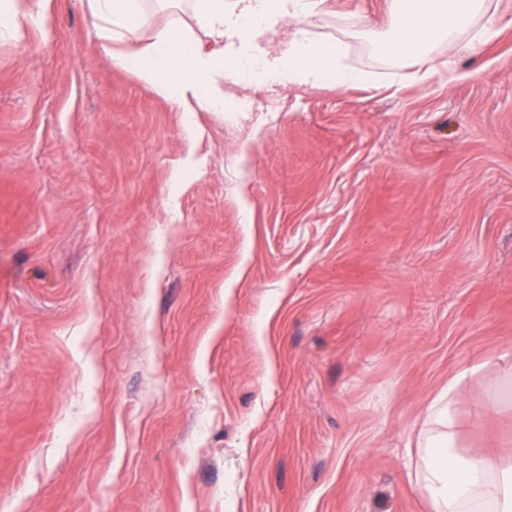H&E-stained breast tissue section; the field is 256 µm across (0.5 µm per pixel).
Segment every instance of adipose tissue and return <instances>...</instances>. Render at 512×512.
<instances>
[{
	"mask_svg": "<svg viewBox=\"0 0 512 512\" xmlns=\"http://www.w3.org/2000/svg\"><path fill=\"white\" fill-rule=\"evenodd\" d=\"M83 2L113 65L124 68L137 59L139 75L187 112L223 111L222 80L282 87L369 80L368 73L342 65V44L311 38L305 23L322 14L327 0H172L175 11L145 39L139 30L151 0ZM389 9L391 38L383 51L390 57L421 55L437 41L474 52L500 34L475 23L487 0H389ZM49 22L48 0H9L0 7V38L17 40L27 27ZM282 28L288 34L279 46L256 52L259 40ZM461 33L467 36L462 44ZM450 394L443 389L433 400V427L418 442L417 479L430 512H512V462L456 451Z\"/></svg>",
	"mask_w": 512,
	"mask_h": 512,
	"instance_id": "obj_1",
	"label": "adipose tissue"
}]
</instances>
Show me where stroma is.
<instances>
[{"label":"stroma","instance_id":"35a3bbf8","mask_svg":"<svg viewBox=\"0 0 512 512\" xmlns=\"http://www.w3.org/2000/svg\"><path fill=\"white\" fill-rule=\"evenodd\" d=\"M50 13L0 40V512H429L455 377L512 457V12L410 63L328 0L369 83L189 113Z\"/></svg>","mask_w":512,"mask_h":512}]
</instances>
